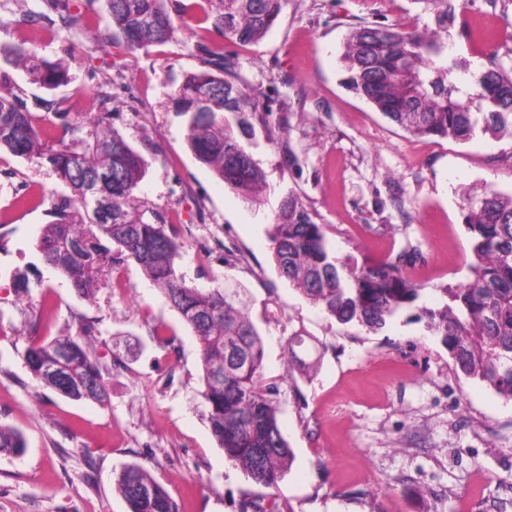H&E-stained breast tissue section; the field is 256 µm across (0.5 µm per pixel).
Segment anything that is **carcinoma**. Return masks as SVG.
I'll use <instances>...</instances> for the list:
<instances>
[{
	"mask_svg": "<svg viewBox=\"0 0 512 512\" xmlns=\"http://www.w3.org/2000/svg\"><path fill=\"white\" fill-rule=\"evenodd\" d=\"M213 25L239 44L262 40L275 26L288 0H208ZM423 5L432 24L425 31L403 27L359 25L351 31L341 60L346 85L383 116L413 136L469 141L477 135L512 138V69L494 65L481 71L475 93L459 86L453 74L462 70L448 52L449 29L456 20L457 0H412ZM112 34L131 52L171 40L176 26L167 0H106ZM4 60L28 80L54 89L69 80L61 61L17 44L0 51ZM226 65L187 74L175 93L176 112L187 128V146L244 202L259 205L264 174L248 150L255 137L252 122L259 102L235 80ZM40 106L59 121L53 137L28 111L19 96L0 92V151L47 165L70 193L50 194L54 221L37 248L80 294L111 285L117 267L133 262L199 342L201 389L210 431L237 469L269 490V506L245 499L240 512H280L279 482L293 452L279 427L278 406L262 385L263 340L249 316L243 288L203 290L180 271L182 245L171 224L143 220L136 196L147 163L112 127V113L91 121L71 114L61 103ZM108 172L100 188L107 218L83 203L88 179ZM463 220L472 261L465 282L434 289L436 307L418 305L425 286L412 280L411 246L382 262H340L325 225L295 195L286 196L268 228L272 259L288 282L312 304L342 325L357 324L377 333L411 309L417 322L436 337L464 376L512 400V192L494 189L463 198ZM299 335L288 339L292 369L306 378L310 365L298 357ZM35 380L58 395L100 405L109 397L105 370L79 336L49 341L31 338L23 354ZM63 360L62 376L48 368ZM23 435L0 425V453H21ZM145 488L147 495L137 489ZM115 491L129 512H179L166 488L142 466L129 464L115 478Z\"/></svg>",
	"mask_w": 512,
	"mask_h": 512,
	"instance_id": "1",
	"label": "carcinoma"
}]
</instances>
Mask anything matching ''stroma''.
<instances>
[{
    "mask_svg": "<svg viewBox=\"0 0 512 512\" xmlns=\"http://www.w3.org/2000/svg\"><path fill=\"white\" fill-rule=\"evenodd\" d=\"M174 39L128 52L112 37L104 0H0V48L26 43L68 67L48 90L0 60L7 86L35 116L41 100L112 125L146 159L144 221L175 225L180 269L200 288L242 286L264 341L265 383L294 457L279 485L293 512H512V401L456 371L422 324L398 319L373 334L337 323L281 277L267 230L288 194L326 227L339 260H381L413 246V278L464 281L471 260L461 197L512 191V138H419L344 84L340 55L354 26L424 28L412 0H288L258 44L225 40L208 0H170ZM36 23H28V16ZM79 27L66 29L65 16ZM450 35L479 73L512 64V0H460ZM260 100L250 150L267 190L251 206L187 147L171 94L215 54ZM64 192L45 166L0 154V424L20 431L22 455L0 454V512H128L114 478L142 465L181 512H239L268 492L213 438L198 395V342L132 263L117 288L86 298L36 247L49 204L16 195ZM26 276L28 290L17 286ZM54 300L40 313L41 295ZM92 330L107 406L71 401L37 382L23 360L29 333ZM315 363L288 380L289 336Z\"/></svg>",
    "mask_w": 512,
    "mask_h": 512,
    "instance_id": "35a3bbf8",
    "label": "stroma"
}]
</instances>
